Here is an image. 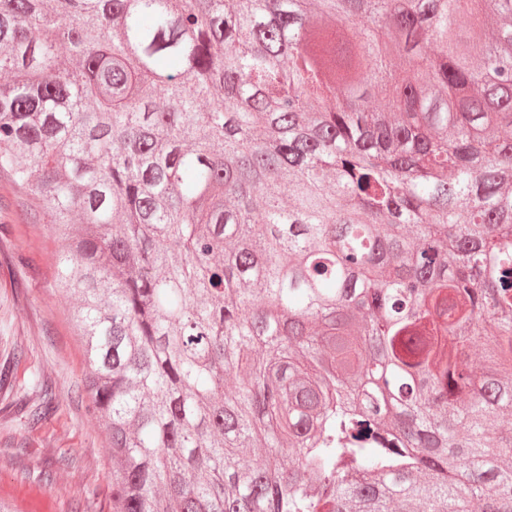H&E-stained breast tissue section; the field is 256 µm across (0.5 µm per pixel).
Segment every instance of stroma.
<instances>
[{
	"label": "stroma",
	"instance_id": "35a3bbf8",
	"mask_svg": "<svg viewBox=\"0 0 512 512\" xmlns=\"http://www.w3.org/2000/svg\"><path fill=\"white\" fill-rule=\"evenodd\" d=\"M57 249L1 175L0 357L16 344L25 356L15 371L18 393L0 399V502L12 512H109L112 463L80 388L84 354L67 315L72 301L56 286ZM40 382L55 402L32 429L25 411Z\"/></svg>",
	"mask_w": 512,
	"mask_h": 512
}]
</instances>
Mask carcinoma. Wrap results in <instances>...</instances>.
Listing matches in <instances>:
<instances>
[{"instance_id": "cac0c4a2", "label": "carcinoma", "mask_w": 512, "mask_h": 512, "mask_svg": "<svg viewBox=\"0 0 512 512\" xmlns=\"http://www.w3.org/2000/svg\"><path fill=\"white\" fill-rule=\"evenodd\" d=\"M0 73L112 512H512V0H0Z\"/></svg>"}]
</instances>
